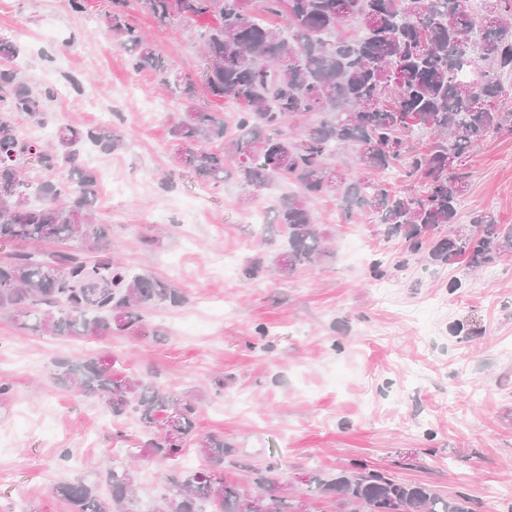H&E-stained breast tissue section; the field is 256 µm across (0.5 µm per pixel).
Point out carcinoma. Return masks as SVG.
Masks as SVG:
<instances>
[{"label":"carcinoma","mask_w":512,"mask_h":512,"mask_svg":"<svg viewBox=\"0 0 512 512\" xmlns=\"http://www.w3.org/2000/svg\"><path fill=\"white\" fill-rule=\"evenodd\" d=\"M160 24H191L204 15L219 25L200 34L197 75L168 67L127 12L128 0H109L103 35L125 51L133 71L153 69L180 97L174 139L199 145L178 152L173 163L212 188L224 185V148L235 157V175L251 192L288 181L298 192L283 195L274 223L285 235L271 259L295 274L329 255L325 232L308 201L333 193L346 215L369 212L385 236L405 240L412 256L439 264H464L472 272L512 256V224L487 210L471 212L459 233L458 206L469 186L465 159L474 148L512 133V0H140ZM280 18L285 26L266 17ZM359 29L355 37L339 30ZM212 97L243 105L233 124L224 113L196 105L197 87ZM49 88L36 90L17 70H0V245L78 241L90 248L107 237L93 216L98 178L75 166L77 147L91 143L110 152L121 143L112 128L62 126L55 140L22 141L15 115L43 123ZM304 120L298 133L288 121ZM429 137L423 148L415 135ZM356 150L354 170L333 169L341 149ZM69 173L33 184L24 164ZM404 169L403 185L367 180L365 171ZM182 292L167 281L133 273L102 257L88 265L77 253L46 258L17 253L0 263V314L21 328L58 336H124L141 330L144 311L176 307ZM52 378L92 398L114 417L131 415L144 439L126 457L146 455L166 466L189 445L203 466L167 478V493L151 512H247L250 493L224 475L231 446L224 437L197 429V406L172 390L115 371L112 360L58 359ZM262 512H308V497L334 499L341 512H471L468 500L443 497L426 484H408L387 470L318 472L292 498L258 469H250ZM99 481L63 479L52 493L66 512H135L139 472L122 459L99 472Z\"/></svg>","instance_id":"cac0c4a2"}]
</instances>
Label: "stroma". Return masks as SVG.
Instances as JSON below:
<instances>
[{"mask_svg": "<svg viewBox=\"0 0 512 512\" xmlns=\"http://www.w3.org/2000/svg\"><path fill=\"white\" fill-rule=\"evenodd\" d=\"M86 3L77 15L68 0H0V27L25 31L28 81L42 85L53 69L76 85L49 102L50 124L94 126L108 111L122 140L79 156L109 177L94 201L106 242L65 249L163 278L184 301L152 308L140 335L70 338L0 315V512H64L53 485L94 480L114 449L141 442L131 418L93 421L91 400L52 379L58 359L106 354L116 371L193 400L197 429L233 446L238 466L226 475L243 486L253 466L300 492L315 472L363 463L464 495L473 512H503L512 504V258L466 276L410 257L371 215L346 218L328 195L310 202L331 242L322 264L245 277L281 240L278 227L249 217L290 184L246 204L234 180L208 189L174 167L176 104L156 73L133 72L102 41L108 0ZM128 12L171 68L200 71L199 35L218 17L161 25L137 0ZM51 32L55 41L42 43ZM468 166L459 220L480 207L512 224V134L488 140ZM221 254L233 259L230 271L215 267ZM458 277L462 287L449 289Z\"/></svg>", "mask_w": 512, "mask_h": 512, "instance_id": "obj_1", "label": "stroma"}]
</instances>
